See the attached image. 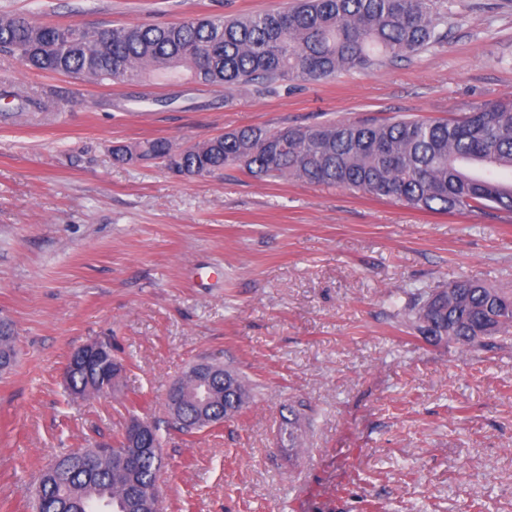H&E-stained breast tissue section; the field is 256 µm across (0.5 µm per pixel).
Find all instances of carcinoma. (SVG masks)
Segmentation results:
<instances>
[{"label": "carcinoma", "instance_id": "obj_1", "mask_svg": "<svg viewBox=\"0 0 512 512\" xmlns=\"http://www.w3.org/2000/svg\"><path fill=\"white\" fill-rule=\"evenodd\" d=\"M448 0H299L291 9L238 17L207 16L169 24L84 28L40 24L21 14L0 15V56L81 82L167 84L189 75L200 85L269 86L319 82L338 71H365L440 43ZM12 106L0 121L28 114L35 92L4 91ZM113 160L162 159L170 171L199 177L237 167L260 179L289 178L336 186L436 213H512V101L477 104L457 118L398 117L382 122L337 120L271 132L226 131L184 149L164 138L112 148ZM423 338L461 351L512 334V295L470 278L437 292H414L399 311ZM13 324L0 319V372L17 360ZM76 369L73 389L106 394L99 371ZM236 388L215 389V422L239 414L252 400L233 369ZM121 432L110 448L61 456L69 464L58 482L55 464L40 476L38 512H146L163 465L157 452L125 447ZM139 457L135 471L121 452Z\"/></svg>", "mask_w": 512, "mask_h": 512}]
</instances>
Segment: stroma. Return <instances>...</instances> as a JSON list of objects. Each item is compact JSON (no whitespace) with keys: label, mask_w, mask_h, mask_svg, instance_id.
Instances as JSON below:
<instances>
[{"label":"stroma","mask_w":512,"mask_h":512,"mask_svg":"<svg viewBox=\"0 0 512 512\" xmlns=\"http://www.w3.org/2000/svg\"><path fill=\"white\" fill-rule=\"evenodd\" d=\"M294 0H0V14L98 28L288 9ZM446 38L312 84L76 82L0 60V88L68 102L0 122V512H35L56 456L111 441L131 416L163 439L161 512H512V340L461 352L409 333L415 290L467 276L512 289V215L439 214L239 169L177 177L112 148H179L242 127L443 119L512 100V0H450ZM178 103L141 102L143 93ZM112 344L116 390L75 400L72 353ZM208 359L254 398L196 433L169 385ZM297 413L302 449L288 445ZM16 336L13 324L0 319V372L11 369L17 360Z\"/></svg>","instance_id":"35a3bbf8"}]
</instances>
